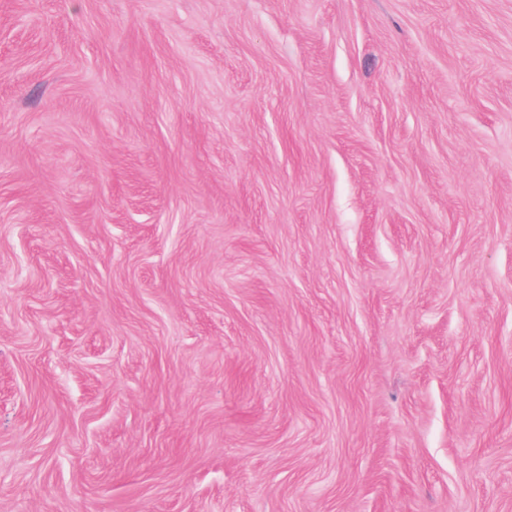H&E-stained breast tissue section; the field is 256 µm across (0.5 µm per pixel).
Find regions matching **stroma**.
<instances>
[{
	"mask_svg": "<svg viewBox=\"0 0 512 512\" xmlns=\"http://www.w3.org/2000/svg\"><path fill=\"white\" fill-rule=\"evenodd\" d=\"M0 512H512V0H0Z\"/></svg>",
	"mask_w": 512,
	"mask_h": 512,
	"instance_id": "1",
	"label": "stroma"
}]
</instances>
